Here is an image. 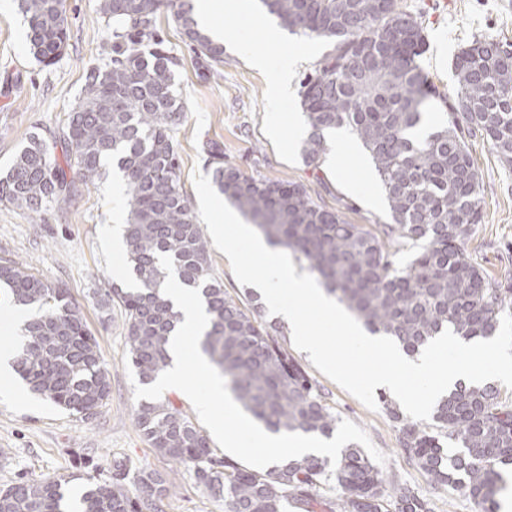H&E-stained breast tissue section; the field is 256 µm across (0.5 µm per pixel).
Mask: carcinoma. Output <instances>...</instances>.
I'll list each match as a JSON object with an SVG mask.
<instances>
[{"mask_svg": "<svg viewBox=\"0 0 512 512\" xmlns=\"http://www.w3.org/2000/svg\"><path fill=\"white\" fill-rule=\"evenodd\" d=\"M289 30L334 44L306 78L301 107L310 134L302 155L316 164L326 151L325 133L344 128L369 152L392 223L380 240L362 224L348 223L318 204L294 182L256 179L207 149L212 182L267 242L300 255L328 293L355 313L373 334L388 336L413 354L444 330L464 341L489 339L512 288L490 281L463 249L481 223L485 188L468 138L479 134L505 166L512 167V44L479 36L463 45L453 63L454 85L442 95L423 73L426 46L420 17L398 0H260ZM163 0H99L112 28V57L87 71L84 95L62 131L57 158L33 132L0 177V201L39 214L94 183L115 164L127 183L124 238L136 286H113L104 302L125 311L129 359L141 383L155 381L170 362V336L180 313L165 298L170 256L175 276L200 290L210 319L201 348L224 373L243 409L274 433L329 437L336 417L307 371L288 356L262 321L258 308L224 291L211 269L190 198L179 184L177 151L170 132L181 106L173 92L178 60L159 39ZM66 0H18L28 23L30 53L49 67L67 48ZM176 21L196 54L202 75L224 61V45L203 33L191 0ZM448 108L445 124L420 134L434 100ZM416 247L409 265L396 260L404 244ZM3 300L36 313L22 328L12 366L29 389L71 415L93 418L111 394L98 342L67 289L50 285L24 264L0 260ZM389 416L402 424V444L438 487L461 491L495 512L501 490L498 468L512 465V406L486 384L458 386L434 408L429 425L405 422L388 400ZM136 425L157 453L192 467L197 482L224 512H433L430 502L386 481L360 447L349 444L336 464L312 456L288 460L265 473L214 457L206 435L170 401L145 400ZM453 442L457 450L449 453ZM132 480L134 493L126 484ZM336 483L341 495L322 500L321 486ZM69 478L48 476L0 488V512H65ZM172 494L155 470L130 475L124 461L109 481L88 484L76 512H162Z\"/></svg>", "mask_w": 512, "mask_h": 512, "instance_id": "carcinoma-1", "label": "carcinoma"}]
</instances>
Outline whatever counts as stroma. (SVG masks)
Listing matches in <instances>:
<instances>
[{"label":"stroma","mask_w":512,"mask_h":512,"mask_svg":"<svg viewBox=\"0 0 512 512\" xmlns=\"http://www.w3.org/2000/svg\"><path fill=\"white\" fill-rule=\"evenodd\" d=\"M98 0H67L69 45L54 65L38 63L29 52L26 25L16 5L0 13V172H5L32 131L58 132L81 100L89 66L104 65L111 55V30ZM420 16L426 39L419 62L440 93L453 86L452 63L473 37L487 35L512 44V0H400ZM171 5L162 6L157 28L178 59L175 90L184 107L172 131L181 165L180 186L195 196L194 172L209 173L206 150L219 146L225 163L245 175L303 184L311 196L342 212L353 224L378 231L389 223L379 178L368 152L351 134L342 145L328 144L335 163L308 166L301 146L309 127L301 109L303 78L330 54L326 39L291 33L263 10L240 14L225 8L220 22L230 39L224 61L210 78L198 74L195 55L185 43ZM281 39L271 42L267 31ZM278 60L293 59L294 78L286 98L271 106L266 77L248 63L249 52ZM279 127H272V113ZM485 186L482 220L465 243L470 258L502 286L512 285V167L503 166L481 138L470 141ZM113 178L105 176L80 195L34 215L0 202V258L15 259L44 281L67 288L97 337L107 364L111 394L89 420L73 416L32 394L16 373L0 376V486L31 477L71 476V491L88 478L107 479L112 464L124 460L133 469L164 473L172 486L164 512H224L223 501L208 496L188 466L157 454L139 432V405L127 372L125 313L118 303L103 304L115 283V270H128L123 250L112 246V227L127 217L125 198L113 197ZM281 341L321 390L337 419L363 428L386 461L384 478L431 499L435 512H482L451 488L430 483L400 445L399 425L384 407L369 410L358 399L313 367L294 347L288 326Z\"/></svg>","instance_id":"1"}]
</instances>
